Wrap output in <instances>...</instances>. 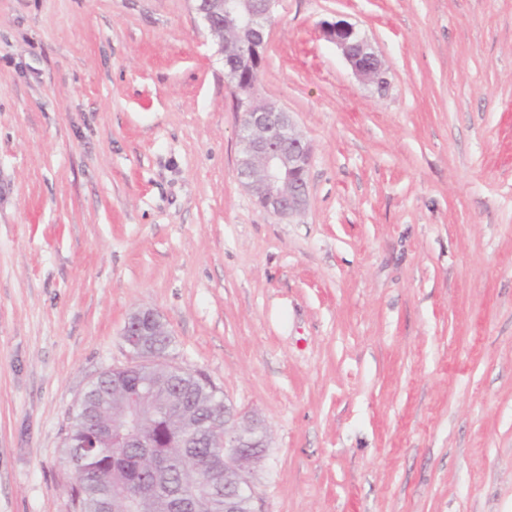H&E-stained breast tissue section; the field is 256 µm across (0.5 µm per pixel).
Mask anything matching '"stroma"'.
<instances>
[{
	"mask_svg": "<svg viewBox=\"0 0 512 512\" xmlns=\"http://www.w3.org/2000/svg\"><path fill=\"white\" fill-rule=\"evenodd\" d=\"M256 96L312 150L290 221L191 0H0V512H74L141 307L263 423L257 512H512V0H279ZM326 38L342 51L355 75L377 85L387 84L381 61L368 38L344 20L324 24Z\"/></svg>",
	"mask_w": 512,
	"mask_h": 512,
	"instance_id": "obj_1",
	"label": "stroma"
}]
</instances>
